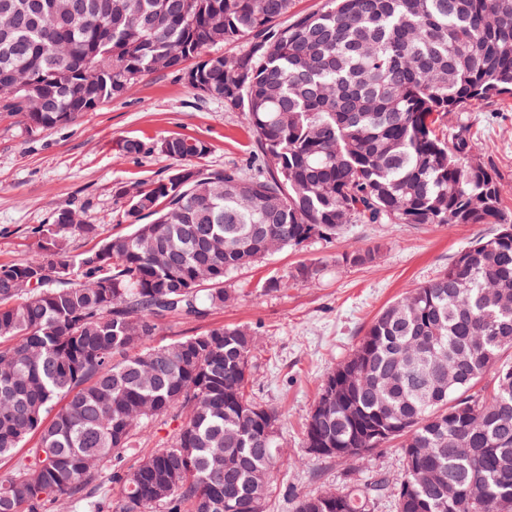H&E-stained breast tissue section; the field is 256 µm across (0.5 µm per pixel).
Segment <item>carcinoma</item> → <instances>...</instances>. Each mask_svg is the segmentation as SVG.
Returning <instances> with one entry per match:
<instances>
[{"label":"carcinoma","instance_id":"1","mask_svg":"<svg viewBox=\"0 0 512 512\" xmlns=\"http://www.w3.org/2000/svg\"><path fill=\"white\" fill-rule=\"evenodd\" d=\"M292 2L0 0V106L28 129L202 55L193 89L242 112L256 145L248 175L205 171L202 141L166 137L159 152L201 176L195 194L166 174L127 200L128 233L43 224L32 234L45 259L0 264V458L13 460L0 512L62 500L81 512H263L278 415L247 395L255 332L146 342L170 319L224 306V279L272 248L348 224L499 230L385 306L306 421L314 456L404 439V478L303 497L295 512H373L384 498L397 512H512V363L500 361L512 348V221L489 162L448 133L453 112L512 102V0H324L293 16ZM231 43L239 54L208 52ZM32 81L29 102L20 86ZM76 235L97 244L72 256ZM378 253L341 261L369 266ZM490 369L492 389L474 390ZM171 415L170 441L140 453L138 432ZM450 482L463 491L451 508Z\"/></svg>","mask_w":512,"mask_h":512}]
</instances>
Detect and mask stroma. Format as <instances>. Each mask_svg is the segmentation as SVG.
<instances>
[{
  "label": "stroma",
  "mask_w": 512,
  "mask_h": 512,
  "mask_svg": "<svg viewBox=\"0 0 512 512\" xmlns=\"http://www.w3.org/2000/svg\"><path fill=\"white\" fill-rule=\"evenodd\" d=\"M461 127L497 171L503 209L512 219V108L491 102L449 115V130ZM169 136L203 141L208 152L200 166L208 170L249 167L254 154L243 113L203 98L179 72L144 76L124 95L72 122L34 133L26 130L21 114L0 109V264L36 257L32 228L51 223L63 208L100 225L104 235L126 233L125 192L176 165L155 148ZM127 139L142 143L140 155H123ZM496 230L493 224H352L333 242L315 240L232 274L225 283L232 300L207 317L160 326L152 344L226 325L255 330L248 392L278 410L276 453L284 459L273 472L264 512H294L301 497L346 490L377 473L400 478L398 442L350 462L314 458L303 448L304 425L324 377L352 354L378 311ZM374 244L380 252L372 265L339 264L342 253ZM302 263L319 266V275L307 282L292 279ZM272 276L280 277L284 288L262 290Z\"/></svg>",
  "instance_id": "1"
}]
</instances>
